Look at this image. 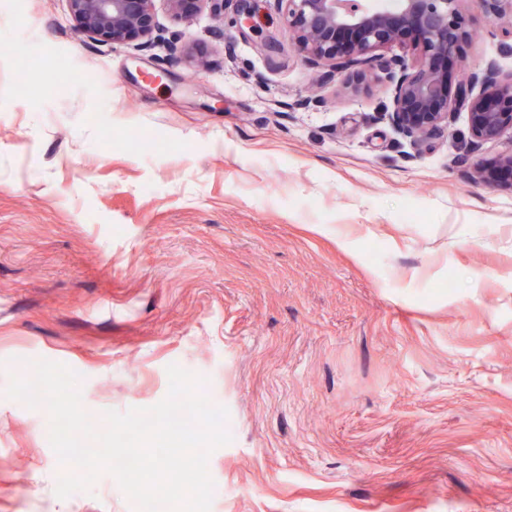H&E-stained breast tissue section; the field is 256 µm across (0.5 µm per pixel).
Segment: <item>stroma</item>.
I'll return each instance as SVG.
<instances>
[{
	"label": "stroma",
	"instance_id": "35a3bbf8",
	"mask_svg": "<svg viewBox=\"0 0 512 512\" xmlns=\"http://www.w3.org/2000/svg\"><path fill=\"white\" fill-rule=\"evenodd\" d=\"M154 16L179 63L0 0V512H135L107 473L56 496L46 409L4 395L41 358L92 418L204 377L211 512H512V191L471 176L512 134L462 111L412 149L379 84L317 85L279 0Z\"/></svg>",
	"mask_w": 512,
	"mask_h": 512
}]
</instances>
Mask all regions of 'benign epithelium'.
<instances>
[{
    "label": "benign epithelium",
    "mask_w": 512,
    "mask_h": 512,
    "mask_svg": "<svg viewBox=\"0 0 512 512\" xmlns=\"http://www.w3.org/2000/svg\"><path fill=\"white\" fill-rule=\"evenodd\" d=\"M80 35L122 44L148 37L154 28V0H68ZM184 20L209 8L224 13V0H168ZM289 37L305 64L331 75L358 69L384 88L396 131L417 148L448 128L451 115L468 110L472 143L499 140L512 132V73L488 61L480 69L448 75L446 62L474 38L466 14L481 10L505 16L501 0H284ZM413 58L385 56L407 38ZM455 83L449 92V83ZM479 180L512 186V153L475 167Z\"/></svg>",
    "instance_id": "1"
}]
</instances>
